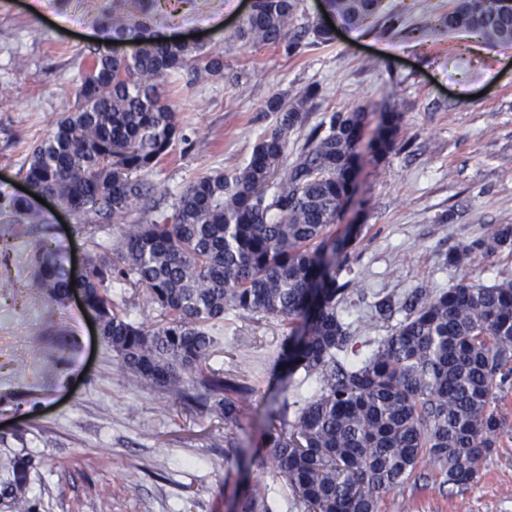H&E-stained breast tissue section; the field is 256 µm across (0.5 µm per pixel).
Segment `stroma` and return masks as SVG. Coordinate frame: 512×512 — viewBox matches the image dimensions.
I'll list each match as a JSON object with an SVG mask.
<instances>
[{
	"label": "stroma",
	"mask_w": 512,
	"mask_h": 512,
	"mask_svg": "<svg viewBox=\"0 0 512 512\" xmlns=\"http://www.w3.org/2000/svg\"><path fill=\"white\" fill-rule=\"evenodd\" d=\"M118 0H0V194L20 196L27 154L75 103L74 90L100 38L104 12ZM251 0H175L150 12L156 33L194 36L203 52L224 60L223 75L166 81L183 133L145 179L164 188L151 204L171 213L180 192L203 174L249 158L273 124L264 104L274 94H318L309 124L324 113L361 108L363 139L384 111L402 115L411 146L385 158L363 154L358 192L334 228L360 234L350 248L356 290L342 303L359 340L386 335L383 296L402 299L414 287L459 279L448 250L512 224V47H489L451 33L438 19L456 0H380L377 16L342 29L334 42L282 51L239 40ZM399 17L398 33L381 36V16ZM49 244L83 262L115 226L76 233L78 215L51 205ZM0 483L6 462L29 463L34 512H238L244 480L271 478L261 468L269 427L290 417L293 391L276 366L284 328L273 319L229 315L214 328L221 348L214 366L244 372L255 391L232 447L224 422L132 383L71 297L55 323L45 321L35 277L38 235L0 212ZM27 354V370L16 358ZM502 419L496 444L477 478L459 487L417 468L385 493L379 512H512V387L493 404Z\"/></svg>",
	"instance_id": "1"
}]
</instances>
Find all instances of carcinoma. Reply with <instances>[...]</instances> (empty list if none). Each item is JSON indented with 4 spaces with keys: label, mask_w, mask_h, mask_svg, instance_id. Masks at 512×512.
Returning a JSON list of instances; mask_svg holds the SVG:
<instances>
[{
    "label": "carcinoma",
    "mask_w": 512,
    "mask_h": 512,
    "mask_svg": "<svg viewBox=\"0 0 512 512\" xmlns=\"http://www.w3.org/2000/svg\"><path fill=\"white\" fill-rule=\"evenodd\" d=\"M141 16L114 8L103 15L106 41L91 51L75 87L73 109L30 149L24 180L30 196L12 201L13 223L47 232L36 197L85 217L76 232L113 224L112 247L95 251L73 271L59 249L43 248L37 276L53 318L75 287L96 313L103 343L137 384H149L224 420L232 445L253 388L245 375L212 365L217 341L209 326L247 313L275 318L289 332L281 363L288 378L312 381L315 395L291 422L266 433L272 481L292 492L306 512H378L381 494L403 485L416 468L440 470L464 486L495 446L501 425L491 409L496 390L512 385V279H473V256L512 254V224L445 257L463 276L447 288L420 285L400 303L387 297L379 311L403 318L362 358L354 347L340 303L352 280L343 279L348 242L336 244L330 228L354 190L358 146L365 124L360 109L328 112L307 125L305 92L266 103L273 127L255 143L249 161L209 173L188 185L171 215L128 224L149 198L141 175L155 168L180 137L177 104L160 91L161 78L191 71L205 79L224 74V61L185 41H161L144 0H129ZM380 0H325L350 27L373 16ZM298 0H254L237 36L258 45L298 52L293 35ZM448 31L473 33L490 47L512 46V0H457L439 19ZM311 44L334 39L331 28L302 26ZM402 117L383 112L370 142L384 158L401 144ZM295 156L288 159V144ZM141 286L168 318L155 327L128 321L108 287ZM195 378V388L185 379ZM28 464L13 465L0 495L17 512H32L25 492ZM271 484H246L239 512H277Z\"/></svg>",
    "instance_id": "1"
}]
</instances>
